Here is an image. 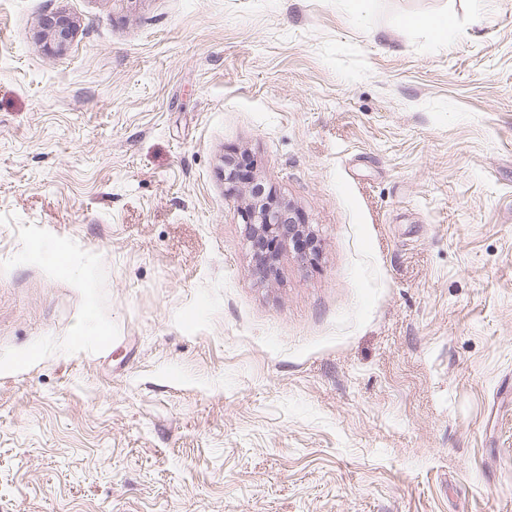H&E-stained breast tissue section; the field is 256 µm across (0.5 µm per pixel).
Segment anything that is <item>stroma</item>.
Masks as SVG:
<instances>
[{"mask_svg": "<svg viewBox=\"0 0 512 512\" xmlns=\"http://www.w3.org/2000/svg\"><path fill=\"white\" fill-rule=\"evenodd\" d=\"M0 512H512V0H0ZM44 50L47 54L56 55L64 52L74 36L75 26L71 19L62 13L48 18L42 30ZM408 24L428 29L431 36L439 42H447L451 38L453 29L448 16L413 17L408 20ZM224 163L227 191L240 199L238 210L242 224H245V236L258 261L256 274L262 279L268 278L287 241L300 258L315 262L320 255V244L298 211L280 201L274 191L258 193L255 186L259 182L247 178L246 173L255 167L254 159L244 154L224 160ZM298 239L301 240L296 243Z\"/></svg>", "mask_w": 512, "mask_h": 512, "instance_id": "obj_1", "label": "stroma"}]
</instances>
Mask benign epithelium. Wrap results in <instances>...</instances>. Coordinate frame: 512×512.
I'll return each mask as SVG.
<instances>
[{"mask_svg":"<svg viewBox=\"0 0 512 512\" xmlns=\"http://www.w3.org/2000/svg\"><path fill=\"white\" fill-rule=\"evenodd\" d=\"M71 19L58 13L43 24L44 50L49 55L64 52L73 39ZM255 167L254 159L244 154L225 160L224 182L227 190L240 199L239 215L245 224V236L258 261L256 274L266 279L271 274L282 245L292 244L297 255L311 263L320 255L317 237L308 230L298 211L280 201L272 191L259 193L257 181L247 178Z\"/></svg>","mask_w":512,"mask_h":512,"instance_id":"7a95c632","label":"benign epithelium"}]
</instances>
